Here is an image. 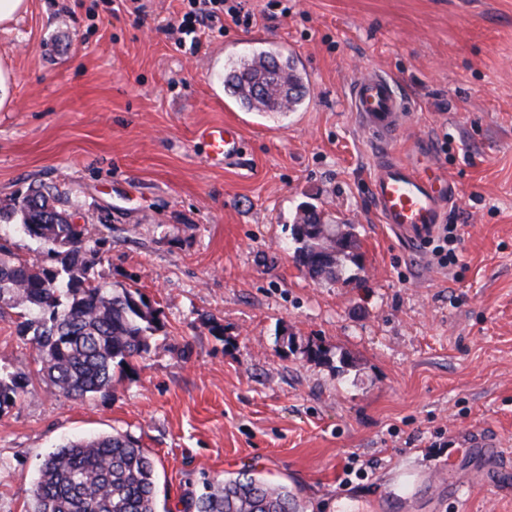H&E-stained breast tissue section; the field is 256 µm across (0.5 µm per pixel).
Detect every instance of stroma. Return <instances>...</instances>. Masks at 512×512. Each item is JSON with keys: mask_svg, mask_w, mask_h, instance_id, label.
<instances>
[{"mask_svg": "<svg viewBox=\"0 0 512 512\" xmlns=\"http://www.w3.org/2000/svg\"><path fill=\"white\" fill-rule=\"evenodd\" d=\"M142 2L140 24L112 0H28L0 27L16 75L0 207L50 187L99 252L96 281L138 288L163 325L109 393L71 400L40 379L19 310L0 318V372L30 389L0 412V512H30L58 444L116 432L153 459L158 512L244 471L303 512H512V0H245L252 23L214 22L195 54L173 31L182 0ZM258 50L294 58L300 110L217 91L218 67ZM369 69L412 105L390 142L349 109ZM224 123L244 149L214 165L200 133ZM425 145L460 183L448 270L369 195L383 154ZM304 207L354 225L350 280L296 264ZM0 244L57 265L11 222Z\"/></svg>", "mask_w": 512, "mask_h": 512, "instance_id": "stroma-1", "label": "stroma"}]
</instances>
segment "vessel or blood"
Instances as JSON below:
<instances>
[{
	"label": "vessel or blood",
	"mask_w": 512,
	"mask_h": 512,
	"mask_svg": "<svg viewBox=\"0 0 512 512\" xmlns=\"http://www.w3.org/2000/svg\"><path fill=\"white\" fill-rule=\"evenodd\" d=\"M350 108L358 113L365 129L388 139L405 128L410 103L391 75L370 69L353 80ZM202 136L217 161L242 148L240 131L230 123L208 127ZM369 189L383 223L416 244L428 239L443 222L460 191L457 181L442 174L435 164L418 168L391 156L378 161Z\"/></svg>",
	"instance_id": "obj_1"
}]
</instances>
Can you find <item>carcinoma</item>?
<instances>
[{
    "instance_id": "1",
    "label": "carcinoma",
    "mask_w": 512,
    "mask_h": 512,
    "mask_svg": "<svg viewBox=\"0 0 512 512\" xmlns=\"http://www.w3.org/2000/svg\"><path fill=\"white\" fill-rule=\"evenodd\" d=\"M249 109L282 111L301 105L303 84L290 61L266 54L259 65L226 81ZM32 198L0 209V219L19 212L25 234L48 246L59 267L49 269L13 258L0 246V315L21 308L34 314L23 323L40 365L38 373L68 399L84 400L112 388L114 368L148 352L162 325L157 311L137 289L108 290L90 270L99 251L85 245L83 230L69 223L43 187ZM297 218L291 228L293 257L325 249L333 267L326 278L346 273L356 262L358 243L351 226L325 224L315 240ZM27 393L15 377L0 375V412ZM31 512H157L155 467L138 440L125 434L67 441L43 461L32 489ZM184 512H300L288 488L245 471L229 480H206L189 491Z\"/></svg>"
}]
</instances>
